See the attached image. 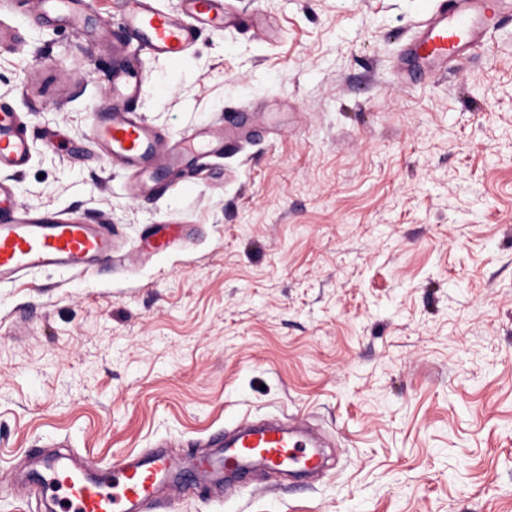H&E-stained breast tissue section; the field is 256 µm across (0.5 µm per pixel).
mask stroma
Wrapping results in <instances>:
<instances>
[{
  "mask_svg": "<svg viewBox=\"0 0 512 512\" xmlns=\"http://www.w3.org/2000/svg\"><path fill=\"white\" fill-rule=\"evenodd\" d=\"M10 3L20 205L111 225L114 249L0 286V512H45L24 476L61 439L182 461L271 416L327 435L332 469L168 488L167 512H512V26L406 83L402 46L438 0H225L234 23L179 59L126 43L122 0H88L78 30ZM127 64L129 111L170 139L235 114L244 136L134 195L90 135ZM160 224L183 236L144 258ZM140 82L136 72L130 69H116L112 73V89L114 92L133 101L139 93Z\"/></svg>",
  "mask_w": 512,
  "mask_h": 512,
  "instance_id": "obj_1",
  "label": "stroma"
}]
</instances>
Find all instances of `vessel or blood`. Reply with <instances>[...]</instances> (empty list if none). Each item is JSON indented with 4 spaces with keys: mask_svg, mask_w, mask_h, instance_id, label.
<instances>
[{
    "mask_svg": "<svg viewBox=\"0 0 512 512\" xmlns=\"http://www.w3.org/2000/svg\"><path fill=\"white\" fill-rule=\"evenodd\" d=\"M224 0H182L179 13L156 9L150 0H124L121 25L137 43L166 58L184 56L204 27L226 23ZM512 22V0H440L438 8L419 21L416 34L401 52V75L414 77L420 64L446 66L468 57L486 44L493 31ZM140 82L136 72L121 68L112 74V89L135 100ZM93 138L112 162L128 171L132 189L141 195L158 191L161 169L180 171L198 156L223 151L224 143L205 133L169 142L133 113L115 110L96 115ZM30 160L26 132L17 113L0 108V285L18 281L34 269H64L83 274L112 258V227L58 215H21L10 172ZM210 455L199 459L203 474L223 475L243 483L253 466L272 473L318 471L324 466L311 440L292 423L268 421L208 437ZM170 482L192 488L173 457L155 450L124 456L98 467L67 455H49L33 481L36 496L51 500L59 512H155L158 492Z\"/></svg>",
    "mask_w": 512,
    "mask_h": 512,
    "instance_id": "obj_1",
    "label": "vessel or blood"
}]
</instances>
